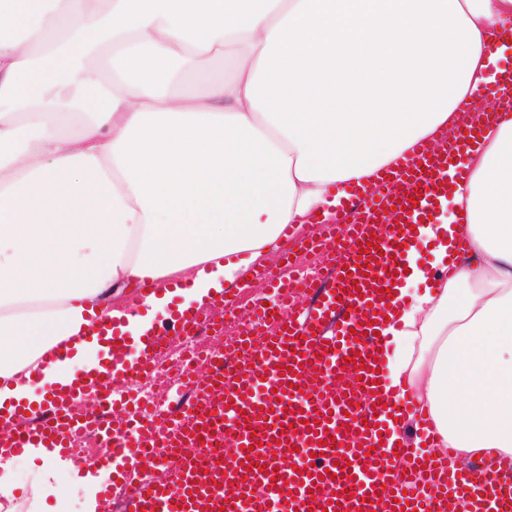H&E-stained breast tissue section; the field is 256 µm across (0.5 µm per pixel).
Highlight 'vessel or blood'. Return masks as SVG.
<instances>
[{
	"mask_svg": "<svg viewBox=\"0 0 512 512\" xmlns=\"http://www.w3.org/2000/svg\"><path fill=\"white\" fill-rule=\"evenodd\" d=\"M493 73L477 92L485 104L479 120L512 108V66ZM479 120L468 119L442 150L418 143L374 185H347L333 218L310 216L323 229L310 246L321 251L332 280L262 268L277 302L256 299L249 319L237 324L235 345L201 355L199 372L186 382L190 394L173 412L140 404L125 428L104 424L119 405L108 395L112 382L153 376L179 337L206 327L222 333L223 322L189 309L152 328L137 356L126 341L113 342L102 371L55 391L51 413L16 406L20 428L7 448L17 455L65 450L72 434L88 429L109 448L101 461L107 467L161 446L172 469L122 484L129 512H512V482L502 479L512 473L511 457L452 467L405 442L389 447L380 436L390 415L410 407L382 393L373 361L381 340L368 331L388 311L385 289L406 269L404 255L419 242L416 226L432 223L449 186L467 179L459 157L477 145ZM403 196L409 203L401 210ZM92 389L104 393L101 405L72 415L73 401ZM228 420L236 426L226 457L205 469L194 465L188 449L223 433Z\"/></svg>",
	"mask_w": 512,
	"mask_h": 512,
	"instance_id": "vessel-or-blood-1",
	"label": "vessel or blood"
}]
</instances>
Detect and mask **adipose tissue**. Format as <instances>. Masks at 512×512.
Wrapping results in <instances>:
<instances>
[{
	"instance_id": "ef3b65f1",
	"label": "adipose tissue",
	"mask_w": 512,
	"mask_h": 512,
	"mask_svg": "<svg viewBox=\"0 0 512 512\" xmlns=\"http://www.w3.org/2000/svg\"><path fill=\"white\" fill-rule=\"evenodd\" d=\"M511 17L512 0H0V406L97 368L91 323L139 345L169 282L190 279L192 309L241 287L337 186L452 133ZM226 48L232 77L176 91ZM462 162L453 211L421 230L433 262L408 250L381 330L387 395L455 465L512 455V114Z\"/></svg>"
}]
</instances>
